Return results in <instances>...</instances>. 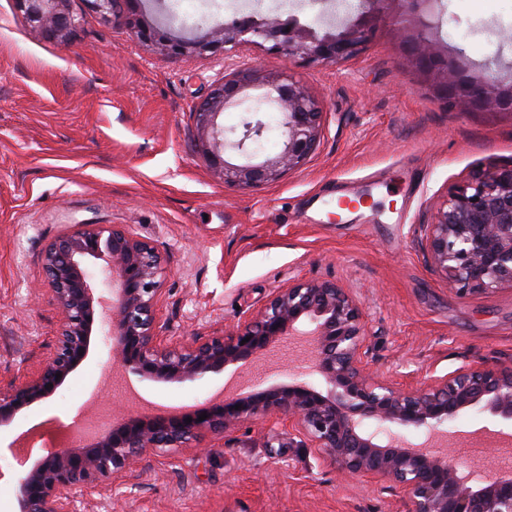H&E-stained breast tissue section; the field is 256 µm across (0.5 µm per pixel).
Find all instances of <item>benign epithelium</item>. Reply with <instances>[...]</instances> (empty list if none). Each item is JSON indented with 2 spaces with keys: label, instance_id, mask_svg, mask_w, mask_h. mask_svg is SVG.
<instances>
[{
  "label": "benign epithelium",
  "instance_id": "7a95c632",
  "mask_svg": "<svg viewBox=\"0 0 512 512\" xmlns=\"http://www.w3.org/2000/svg\"><path fill=\"white\" fill-rule=\"evenodd\" d=\"M70 0H14L30 27L49 40L67 38L77 25ZM105 18L122 11L138 39L169 56L226 54L258 42L269 50L312 64L357 56L375 34L374 20L392 0H375L376 11L320 35L294 20L268 23L254 17L219 24L208 32L179 36L138 13L139 0H85ZM409 5L399 22L401 43L413 69L438 97L467 110L512 112V82L448 61V50L427 34L424 14L435 0ZM249 102L253 115L241 128L221 123L224 112ZM270 106L283 128L278 149L255 144L266 126L255 113ZM323 106L291 75L247 67L224 77L193 112L197 151L225 184L254 188L279 182L304 165L322 132ZM433 270L461 293L488 292L512 284V165L474 175L450 190L426 225ZM50 291L60 309L54 350L41 370L18 386L0 388V426L23 409L53 395L86 360L94 326L113 335L119 367L157 382H194L229 365H244L287 336L311 349L312 371L324 387L289 382L254 389L189 413L122 415L100 436L52 451L16 481L18 512H77L79 499L104 485L127 480L136 460L185 448L208 434L227 436L248 421L273 415L288 422V446L316 449L341 473L382 478L402 489L408 512H512V477L473 478L448 457L397 433L380 437L364 429L414 427L435 435L468 408L480 406L512 421V364L464 366L429 384L404 388L380 380L366 359L362 308L331 282H295L224 336L182 343L163 336L156 323L164 268L154 247L115 225L68 224L42 253ZM61 378H56V374ZM207 418L199 420V415ZM191 422H186V419Z\"/></svg>",
  "mask_w": 512,
  "mask_h": 512
}]
</instances>
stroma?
Returning a JSON list of instances; mask_svg holds the SVG:
<instances>
[{
  "label": "stroma",
  "instance_id": "1",
  "mask_svg": "<svg viewBox=\"0 0 512 512\" xmlns=\"http://www.w3.org/2000/svg\"><path fill=\"white\" fill-rule=\"evenodd\" d=\"M79 23L65 41L34 34L14 0H0V387L18 385L53 351L60 310L41 254L67 224H112L157 250L165 270L157 320L188 341L228 333L296 281H332L367 318L371 370L416 385L477 362L512 363V285L462 294L435 273L424 226L448 192L512 165V114L462 111L410 71L377 21L358 56L312 65L257 45L225 56L176 58L141 43L124 20L104 21L71 0ZM430 33L471 69L512 67V0H437ZM243 66L289 73L324 103L315 155L280 182L224 185L194 150L192 112ZM363 197L336 214L318 193ZM110 337L93 334L87 360L55 394L0 428V512H16L26 467L11 451L55 450L44 429L102 408L138 403L189 409L230 374L247 386L319 377L281 340L269 359L197 382L118 374ZM455 460L507 462L497 433L512 423L479 409L449 423ZM403 491L341 477L312 448L288 445L275 417L203 439L85 496L78 512H406Z\"/></svg>",
  "mask_w": 512,
  "mask_h": 512
}]
</instances>
